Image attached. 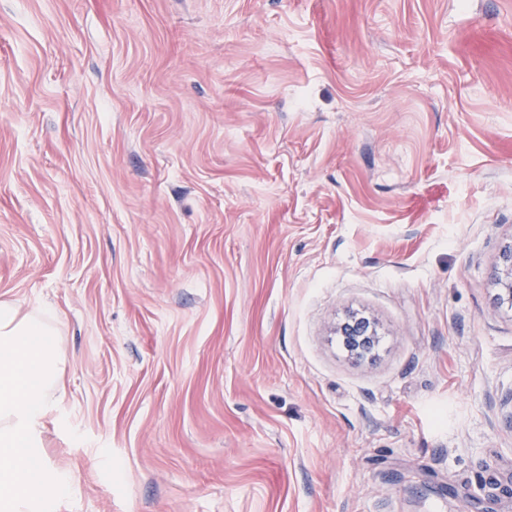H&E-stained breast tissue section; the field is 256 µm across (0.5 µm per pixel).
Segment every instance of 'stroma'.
Segmentation results:
<instances>
[{"label": "stroma", "instance_id": "1", "mask_svg": "<svg viewBox=\"0 0 512 512\" xmlns=\"http://www.w3.org/2000/svg\"><path fill=\"white\" fill-rule=\"evenodd\" d=\"M511 246L512 0H0L54 512H512ZM495 282L501 288V293L498 295L499 303L506 302L512 308V247L502 254V264ZM336 335L346 336L354 346H358L355 354L363 356L369 353L367 339L371 336H377L375 324L366 317L351 316L344 322L336 326Z\"/></svg>", "mask_w": 512, "mask_h": 512}]
</instances>
